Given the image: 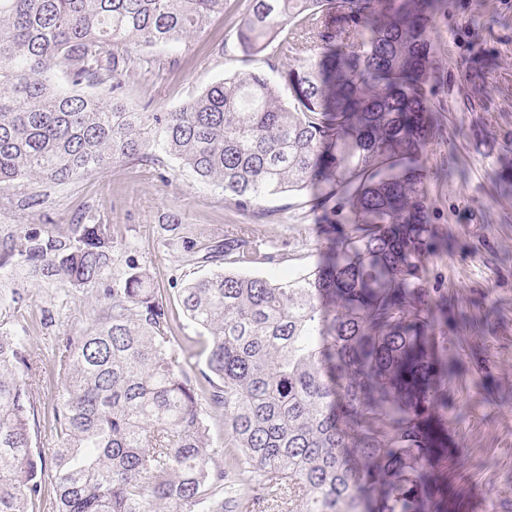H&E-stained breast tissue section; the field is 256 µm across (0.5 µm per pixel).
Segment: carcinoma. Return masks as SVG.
<instances>
[{"instance_id": "1", "label": "carcinoma", "mask_w": 512, "mask_h": 512, "mask_svg": "<svg viewBox=\"0 0 512 512\" xmlns=\"http://www.w3.org/2000/svg\"><path fill=\"white\" fill-rule=\"evenodd\" d=\"M448 0H251L241 50L277 43L274 78L221 79L172 112H129L137 48L202 32L224 0H0V182L63 184L119 160L173 156L247 208L315 191L344 213L306 274L222 271L178 292L207 370L130 253L102 313L67 340L51 483L58 512H432L430 450L448 430V302L433 248L426 149L434 17ZM64 77L103 94L60 89ZM289 99L283 101L282 90ZM209 262L247 243L167 224ZM114 228L39 224L0 238V305L58 282L99 287ZM34 362L0 328V512H29ZM224 422L213 437L210 419Z\"/></svg>"}]
</instances>
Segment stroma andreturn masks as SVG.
I'll return each mask as SVG.
<instances>
[{
    "instance_id": "stroma-1",
    "label": "stroma",
    "mask_w": 512,
    "mask_h": 512,
    "mask_svg": "<svg viewBox=\"0 0 512 512\" xmlns=\"http://www.w3.org/2000/svg\"><path fill=\"white\" fill-rule=\"evenodd\" d=\"M250 0H224L209 27L176 49L141 53L147 64L125 78L131 112H168L223 78L269 69L270 52L249 56L237 29ZM432 83L445 129L427 151L430 216L437 246L427 263L428 285L448 299V443L437 506L441 512H512V0H448L433 23ZM452 169L438 178L441 168ZM37 192L44 213L21 207ZM337 202L320 205L306 192L260 198L242 209L224 192L170 156L158 163L121 161L64 185L0 182V234L43 217L67 226L110 224L116 248L112 272L121 275L127 251L149 268L152 286L169 306L193 278L222 267L243 274L302 272L322 255ZM211 236L250 226L258 253L275 263H185L161 242L171 219ZM103 307L97 289L58 284L28 289L19 311L0 305V325L25 336L39 366L32 386L44 462L55 446L54 407L62 388L66 340Z\"/></svg>"
}]
</instances>
